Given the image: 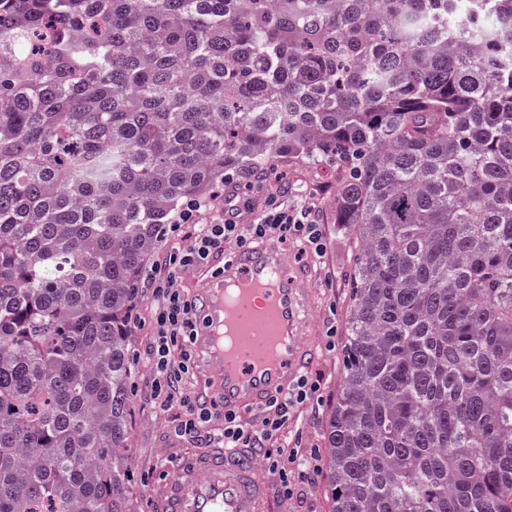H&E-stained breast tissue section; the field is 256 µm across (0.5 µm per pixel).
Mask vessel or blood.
<instances>
[{"label": "vessel or blood", "mask_w": 512, "mask_h": 512, "mask_svg": "<svg viewBox=\"0 0 512 512\" xmlns=\"http://www.w3.org/2000/svg\"><path fill=\"white\" fill-rule=\"evenodd\" d=\"M217 273L188 274L203 362L201 397L240 415L286 394L316 362L306 338L314 303L303 294L304 266L267 238L215 257ZM257 453L204 448L184 458L156 494L159 512H263L268 487Z\"/></svg>", "instance_id": "vessel-or-blood-1"}]
</instances>
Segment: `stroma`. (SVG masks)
I'll use <instances>...</instances> for the list:
<instances>
[{
    "instance_id": "1",
    "label": "stroma",
    "mask_w": 512,
    "mask_h": 512,
    "mask_svg": "<svg viewBox=\"0 0 512 512\" xmlns=\"http://www.w3.org/2000/svg\"><path fill=\"white\" fill-rule=\"evenodd\" d=\"M236 185L247 186V207L241 208L239 223L248 224L265 205L268 196L289 203L306 202L312 207V218L319 224L325 250L315 255L307 246L284 241L291 258L310 268L303 291L311 293L317 309L310 340L318 348V359L308 376L321 385L318 403L294 413L288 422L290 444L322 450L325 424L334 403L343 370L341 350H328L324 336L328 328H343L349 310L350 281L355 264V248L347 226L336 222V172L333 168L309 167L285 159L269 167L267 177L247 183L244 175H235ZM131 347L134 352L132 376L139 387L130 412L128 458L140 479L132 486L136 512H156V493L173 471L169 459L182 458L207 446V439L179 435L182 411L173 407L160 410L148 396L153 368L149 360L152 334V290L141 288L131 319ZM273 512H330L331 498L319 474L298 480L291 498H284L278 487L270 489Z\"/></svg>"
}]
</instances>
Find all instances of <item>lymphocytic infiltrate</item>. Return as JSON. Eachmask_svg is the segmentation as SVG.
I'll use <instances>...</instances> for the list:
<instances>
[{
    "label": "lymphocytic infiltrate",
    "mask_w": 512,
    "mask_h": 512,
    "mask_svg": "<svg viewBox=\"0 0 512 512\" xmlns=\"http://www.w3.org/2000/svg\"><path fill=\"white\" fill-rule=\"evenodd\" d=\"M265 238L281 242L292 239L310 245L315 254L323 252L321 232L312 220L310 210L300 204L288 205L272 198L251 224L237 223L234 210H225L223 218L203 226L191 245L173 247L165 266L151 268L145 274L154 299L150 354L155 371L151 391L160 407L176 403L184 409L185 418L181 424L184 434L196 433L199 425L211 421L212 413L199 406L179 386L183 375L195 367L197 358L194 349L196 314L182 278L187 272L209 268L214 255L224 252L227 246L239 247ZM319 390L318 382L304 376L287 394L274 398L269 409L256 416L254 421H246L233 413L225 414L224 427L219 434L222 447L251 448L267 442L265 465L283 494L292 496L295 491L292 475L317 471L319 457L300 448L278 447L277 441L291 409L313 402Z\"/></svg>",
    "instance_id": "1"
}]
</instances>
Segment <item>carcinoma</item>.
Wrapping results in <instances>:
<instances>
[{"instance_id": "carcinoma-1", "label": "carcinoma", "mask_w": 512, "mask_h": 512, "mask_svg": "<svg viewBox=\"0 0 512 512\" xmlns=\"http://www.w3.org/2000/svg\"><path fill=\"white\" fill-rule=\"evenodd\" d=\"M282 156L358 247L331 512H512V0H0V512H133L144 262Z\"/></svg>"}]
</instances>
